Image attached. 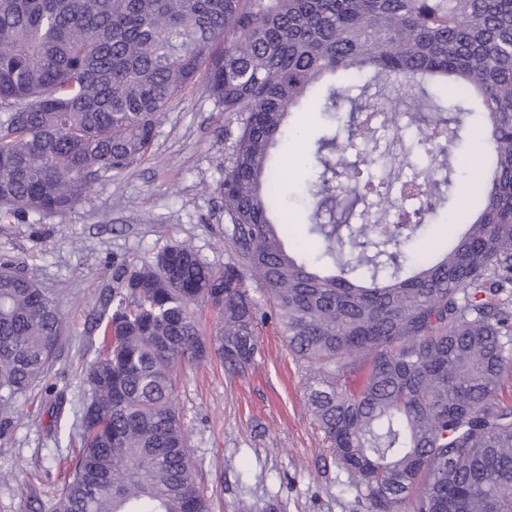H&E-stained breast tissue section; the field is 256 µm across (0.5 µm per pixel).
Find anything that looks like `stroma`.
<instances>
[{
  "mask_svg": "<svg viewBox=\"0 0 512 512\" xmlns=\"http://www.w3.org/2000/svg\"><path fill=\"white\" fill-rule=\"evenodd\" d=\"M198 75L174 100L157 129L151 155L96 185L78 208L19 221L0 220V258L24 266L54 299L63 318L60 349L46 376L19 396L14 422L0 436V512H32L49 486L61 485L60 458L72 455L78 437L53 436L55 393L65 395V423L84 398L81 371L100 347L91 327L102 309L103 289L113 286L112 263L126 256L150 259L172 242L191 244L211 266L223 267V202L216 187L224 177V114L204 92ZM321 103L291 117V135L277 144L274 172L278 201L291 221L280 231L289 250L321 254L310 233L303 199L316 180L299 167L322 134ZM448 164L462 183L444 188L446 209L462 213L475 197L484 151L460 129L448 147ZM263 351L243 376H232L209 357L183 368L173 405L183 419L197 464L195 482L211 512H372L327 447L309 410L306 370L275 329L260 338Z\"/></svg>",
  "mask_w": 512,
  "mask_h": 512,
  "instance_id": "1",
  "label": "stroma"
}]
</instances>
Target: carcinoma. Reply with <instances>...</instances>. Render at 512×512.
<instances>
[{"mask_svg": "<svg viewBox=\"0 0 512 512\" xmlns=\"http://www.w3.org/2000/svg\"><path fill=\"white\" fill-rule=\"evenodd\" d=\"M206 73L235 128L217 269L187 243L124 257L83 370L81 448L38 512H210L172 405L179 370L208 355L244 375L269 325L309 372L329 450L375 512H512V0H0V215H66L140 162L170 103ZM416 83L414 138L384 127L404 177L360 224H324L374 182L370 111L328 76ZM324 98L350 105L300 159L322 168L310 230L338 272L289 253L269 217L271 150L288 115ZM476 115L488 153L475 213L439 255L402 273L403 247L435 213L432 160ZM218 314L202 338L201 304ZM63 320L25 268L0 263V434L18 396L56 358Z\"/></svg>", "mask_w": 512, "mask_h": 512, "instance_id": "1", "label": "carcinoma"}]
</instances>
